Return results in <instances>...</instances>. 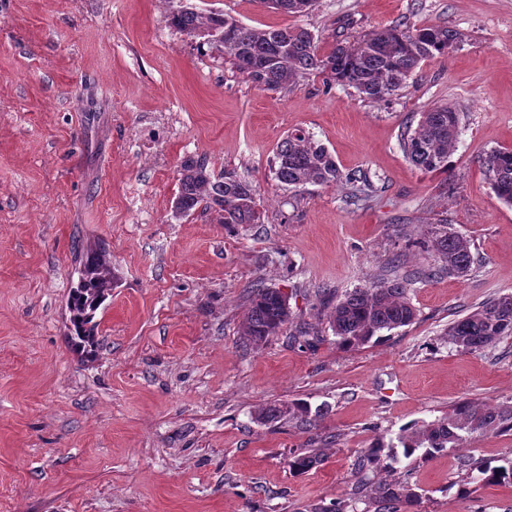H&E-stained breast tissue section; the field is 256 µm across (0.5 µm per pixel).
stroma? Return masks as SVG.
Returning a JSON list of instances; mask_svg holds the SVG:
<instances>
[{"mask_svg": "<svg viewBox=\"0 0 512 512\" xmlns=\"http://www.w3.org/2000/svg\"><path fill=\"white\" fill-rule=\"evenodd\" d=\"M183 6L301 26L325 50L403 22L463 40L380 103L319 75L267 91L169 27ZM442 103L460 114L457 147L448 172L426 173L402 138ZM296 129L371 188L281 186L272 161ZM498 148H512V0H317L301 17L261 0H0V512H310L351 499L352 464L377 438L464 400L512 403V337L468 352L444 334L512 294V207L483 166ZM189 157L250 181L262 223L174 218ZM443 222L471 242L468 275L413 284L411 325L340 346L317 290L361 287L395 255L437 265ZM100 243L117 286L88 357L71 344L68 298ZM258 280L318 338L243 346ZM295 402L315 426L257 418ZM302 448L325 461L297 475ZM507 458L512 434L400 458L421 492L405 512H512V485L477 470Z\"/></svg>", "mask_w": 512, "mask_h": 512, "instance_id": "obj_1", "label": "stroma"}]
</instances>
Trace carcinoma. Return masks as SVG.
Listing matches in <instances>:
<instances>
[{"mask_svg": "<svg viewBox=\"0 0 512 512\" xmlns=\"http://www.w3.org/2000/svg\"><path fill=\"white\" fill-rule=\"evenodd\" d=\"M316 0H262L268 8L284 14L301 16L309 13ZM168 23L180 33L206 38V42L225 52L236 68L265 90H279L297 84L302 78L318 74L327 85L353 88L359 96L373 102L385 100L411 79L420 63L448 54V47L461 42V34L440 25L415 26L402 23L382 28L352 41L337 40L329 51L320 47L314 34L304 28H271L257 31L222 13L203 14L182 8L169 15ZM459 114L445 103L425 112L414 129L402 139L409 161L425 172H448V158L455 150ZM485 169L491 187L504 203L512 205V149L490 151ZM275 178L285 186L368 183L354 172H342L328 149L303 130H294L278 146L274 158ZM216 214L219 223L259 224L261 213L253 185L233 173L215 178L205 163L193 158L180 166L179 190L174 202L177 217L191 215L198 207ZM434 249L440 266L432 272L463 276L471 268V241L448 231V225L435 231ZM417 271L404 269L396 256L388 261L384 273L367 285L338 295L322 290L317 294L318 311L323 313L343 346L367 344L382 331L408 326L417 310L409 290ZM114 275L103 248L87 254L77 286L69 298L72 346L88 354L97 339L95 312L112 292ZM248 312L242 322L241 336L246 343L257 345L283 332L291 322L288 297L278 288L258 281L246 292ZM448 343L465 351L478 352L505 336H512V294L479 306L448 325ZM289 414L311 427L307 404L296 402L278 409H264L258 419L267 421ZM512 432V404L480 406L464 401L451 414L425 427L398 436L403 456L422 452L432 459L440 453L460 448L487 434ZM385 444L377 441L360 453L352 476L355 492L377 506V512H401L414 505L419 494L410 482L394 478L373 482L368 472L394 473L397 454H383ZM324 462V455L314 449H300L289 460L290 469L304 474ZM487 484L512 485V460L508 465L480 468Z\"/></svg>", "mask_w": 512, "mask_h": 512, "instance_id": "obj_1", "label": "carcinoma"}]
</instances>
